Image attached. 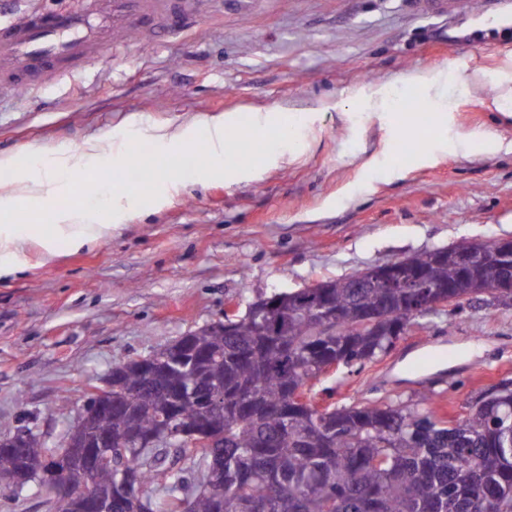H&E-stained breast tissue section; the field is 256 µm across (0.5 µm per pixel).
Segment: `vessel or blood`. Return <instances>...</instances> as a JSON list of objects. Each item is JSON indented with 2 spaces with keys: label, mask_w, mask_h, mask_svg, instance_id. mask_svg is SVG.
<instances>
[{
  "label": "vessel or blood",
  "mask_w": 512,
  "mask_h": 512,
  "mask_svg": "<svg viewBox=\"0 0 512 512\" xmlns=\"http://www.w3.org/2000/svg\"><path fill=\"white\" fill-rule=\"evenodd\" d=\"M193 0H107L104 15L112 30L138 28L147 19L162 25L188 16ZM85 21L53 13L0 27V73L19 80L70 67L78 60L108 52L104 42L83 34Z\"/></svg>",
  "instance_id": "vessel-or-blood-1"
}]
</instances>
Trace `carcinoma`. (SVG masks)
<instances>
[{
    "label": "carcinoma",
    "mask_w": 512,
    "mask_h": 512,
    "mask_svg": "<svg viewBox=\"0 0 512 512\" xmlns=\"http://www.w3.org/2000/svg\"><path fill=\"white\" fill-rule=\"evenodd\" d=\"M406 273L420 274L450 292H468L479 280L483 294L512 302L493 284L508 268L490 250L463 270L445 254L404 257ZM329 324L310 311L314 299L294 295L265 316L266 326L235 321L194 336L195 366L167 361L165 387L139 391L99 416L96 432L137 439L154 432L174 412L196 419L211 412L210 388L224 387V447L177 453L167 484L156 494V472L169 451L112 449V468L98 473L96 489L112 496V512H512V379L484 391L469 414L442 420L428 396L404 411L390 405L354 404L320 410L294 401L296 392L331 360L349 364L387 350L390 332L406 331L424 288H384L354 275L330 281ZM377 325L363 322L371 313ZM139 366L112 377L113 391L140 384ZM49 443L32 435L22 448H0V478L36 462ZM138 471L140 493L120 484L122 467Z\"/></svg>",
    "instance_id": "cac0c4a2"
}]
</instances>
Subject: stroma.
I'll return each instance as SVG.
<instances>
[{"label":"stroma","instance_id":"1","mask_svg":"<svg viewBox=\"0 0 512 512\" xmlns=\"http://www.w3.org/2000/svg\"><path fill=\"white\" fill-rule=\"evenodd\" d=\"M88 0H0V23L87 13ZM168 33L108 35L109 55L28 83L0 81V155L27 145L76 150L93 136L124 149L141 129V208L105 241L0 279V431L58 440L89 380L188 331L294 291L466 238L512 237V0H197ZM436 73L432 89L408 87ZM412 91L422 110L401 130L366 100ZM298 117L297 154L234 126L252 170L207 173L206 129L184 146L193 169L167 179L154 125L220 114ZM456 358L424 374L426 348ZM512 378V304L491 298L417 318L396 347L308 382L319 408L430 393L439 414L465 417L474 399ZM71 405L62 406V397Z\"/></svg>","mask_w":512,"mask_h":512}]
</instances>
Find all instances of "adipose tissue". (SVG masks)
I'll return each mask as SVG.
<instances>
[{
  "label": "adipose tissue",
  "instance_id": "adipose-tissue-1",
  "mask_svg": "<svg viewBox=\"0 0 512 512\" xmlns=\"http://www.w3.org/2000/svg\"><path fill=\"white\" fill-rule=\"evenodd\" d=\"M112 153L108 137L89 141L76 151L29 145L28 166L18 177L0 182V276L26 267L29 246H39L42 256L51 258L62 246L78 250L103 241L112 232L113 202L141 204L140 195L127 192L118 180L97 188L98 205L82 199L63 201L76 175L90 171ZM33 196L42 200L41 208L28 207Z\"/></svg>",
  "mask_w": 512,
  "mask_h": 512
}]
</instances>
